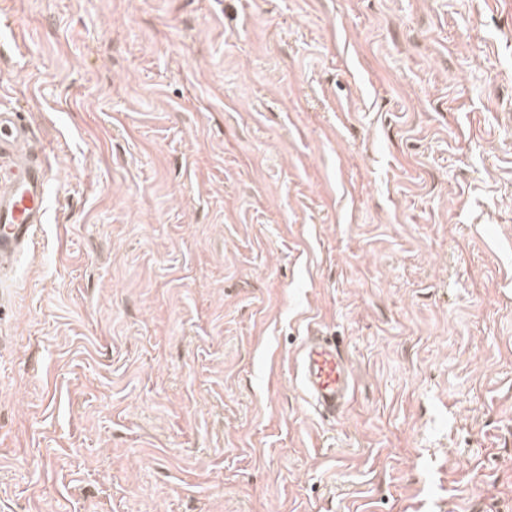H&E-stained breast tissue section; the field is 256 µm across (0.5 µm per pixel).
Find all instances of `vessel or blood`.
<instances>
[{"mask_svg":"<svg viewBox=\"0 0 512 512\" xmlns=\"http://www.w3.org/2000/svg\"><path fill=\"white\" fill-rule=\"evenodd\" d=\"M29 130L18 112L0 110V151L9 163L0 171V272L34 243L46 210L47 171L22 153ZM292 377L311 407L332 416L348 406L353 394L350 364L327 337H306L293 364Z\"/></svg>","mask_w":512,"mask_h":512,"instance_id":"b4317fda","label":"vessel or blood"}]
</instances>
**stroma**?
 <instances>
[{"mask_svg":"<svg viewBox=\"0 0 512 512\" xmlns=\"http://www.w3.org/2000/svg\"><path fill=\"white\" fill-rule=\"evenodd\" d=\"M1 108L0 512H512V0H0ZM7 140H4V137ZM29 130L16 111L0 110V151L10 163L0 170V273L28 250L43 223L47 171L21 153ZM292 377L320 416L336 418L353 394L350 364L338 346L324 336H307L293 364Z\"/></svg>","mask_w":512,"mask_h":512,"instance_id":"obj_1","label":"stroma"}]
</instances>
